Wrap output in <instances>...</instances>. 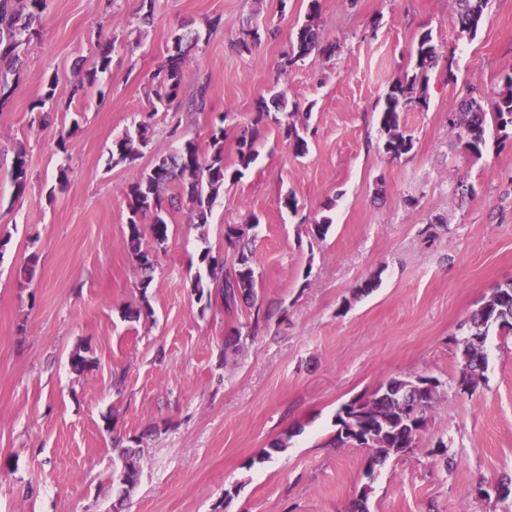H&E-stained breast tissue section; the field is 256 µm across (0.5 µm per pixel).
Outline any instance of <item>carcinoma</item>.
I'll return each instance as SVG.
<instances>
[{"label":"carcinoma","mask_w":512,"mask_h":512,"mask_svg":"<svg viewBox=\"0 0 512 512\" xmlns=\"http://www.w3.org/2000/svg\"><path fill=\"white\" fill-rule=\"evenodd\" d=\"M461 31L476 33L488 0H454ZM47 0H0V106L9 99L7 74L17 71L21 55L25 54L33 37L38 35L42 15ZM319 0H311L306 22L298 29L295 41L280 62L282 70L297 61L317 52L331 56L334 47L323 44L316 28L315 19L319 12ZM201 39L200 31L178 29L171 37V46L165 62L149 76L152 91L157 103L169 107L181 92L183 68L194 48ZM262 32L249 17L236 42L238 49L251 52V48L261 42ZM414 69L417 73L398 80L389 88L385 105L378 113L380 130L384 134L382 150L400 157L413 149V138L407 133L401 121V112L416 104L426 105V85L420 78L426 75L439 61L440 52L432 33H421L412 51ZM110 65L109 52L103 50L86 71L89 85H94L97 75L107 71ZM503 90L487 112L476 99L464 101L448 109V124L459 128V138L473 155H482L485 134L494 127L503 137H509L512 129V75L503 78ZM227 114L218 116L219 123L212 126L207 150H202L198 142L188 139L173 153L162 157L150 169L140 172L128 183L124 190L128 211L127 248L135 261L138 273L140 306L127 308L125 317L133 321L140 319L142 312L150 310L148 289L154 280L156 254L165 249L171 232L168 215L177 209L178 200L187 196L191 204V223L202 228L208 224L211 209L226 179L236 180L256 161V141L262 136L268 122L273 121L281 128L288 139L292 151L297 156L308 153V141L300 133L298 113L288 111V103L281 94L271 96V102H262L246 129L236 139V168L228 170L224 165V121ZM151 140V125L143 120L136 124L132 133L115 139L110 150V160L114 164H133L141 156L143 148ZM16 193L26 188L27 166L25 151H17L10 172ZM174 186L178 192H169ZM150 219L148 228H143L145 219ZM259 223L257 217L249 224H227L224 227V246L238 254V265L224 267V261L206 250L200 254L205 265L207 279L197 276L193 291L197 300H206L210 307L211 297L218 296L224 310L233 313L241 306L250 309V331L253 336L265 324L267 315L257 305V278L250 258L245 254L249 244V231ZM465 336L461 340L462 368H471L474 375L464 381L466 388L474 389L481 377L480 371L486 364V337L490 332H512V282L495 288L484 297L474 309L466 323ZM73 370L83 374L94 370L98 360L92 356L90 348L78 345L70 354ZM422 376L417 374L406 378H393L381 384L368 398L353 399L341 406L336 414V434L333 444L364 448L369 452L368 472L374 466L392 457L406 455L417 444L424 433L428 412L437 398V393L418 390ZM129 445L119 448L122 467L113 473L123 495L127 496L136 487L139 479L137 460L140 449L139 439L127 438Z\"/></svg>","instance_id":"carcinoma-1"}]
</instances>
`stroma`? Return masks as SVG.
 Segmentation results:
<instances>
[{"label":"stroma","instance_id":"35a3bbf8","mask_svg":"<svg viewBox=\"0 0 512 512\" xmlns=\"http://www.w3.org/2000/svg\"><path fill=\"white\" fill-rule=\"evenodd\" d=\"M316 19L332 57L312 55L280 76L277 62L306 20L310 0H261L264 32L252 52L234 46L251 0H47L9 104L0 109V512H112L116 436L141 437V481L125 512H347L364 485L367 512H512V496L485 498L476 485L512 476V333L493 331L475 390L459 385V341L469 313L512 281V137L488 130L471 156L448 125L469 97L484 107L512 73V0H488L475 34L459 32L452 0H319ZM219 19L216 31L206 22ZM203 36L169 110H154L148 77L183 25ZM441 52L423 107L402 121L411 152L381 150L377 116L390 85L412 71L417 35ZM110 66L95 88L78 73L101 47ZM56 77L53 121L32 111ZM208 82L206 111L190 107ZM279 92L307 126V155L293 154L269 125L258 158L225 183L205 229L189 203L170 216L148 290L151 315L124 320L138 303L126 248L123 190L135 174L186 138L207 145L226 114L224 163L260 96ZM149 119L152 137L133 165L108 162L113 139ZM71 131L68 152L61 132ZM30 184L15 194L16 147ZM65 188H58L60 167ZM295 195L290 212L278 201ZM323 240L308 229L323 215ZM258 217L253 265L271 317L233 350L248 311L202 309L191 290L198 255L234 263L224 227ZM39 262L24 269L31 253ZM367 295L354 288L372 275ZM98 359L77 375L71 351ZM416 373L443 384L427 428L409 454L366 475L368 454L333 447L336 413L381 383ZM288 438L286 450L263 449ZM444 442L453 459L432 455Z\"/></svg>","mask_w":512,"mask_h":512}]
</instances>
